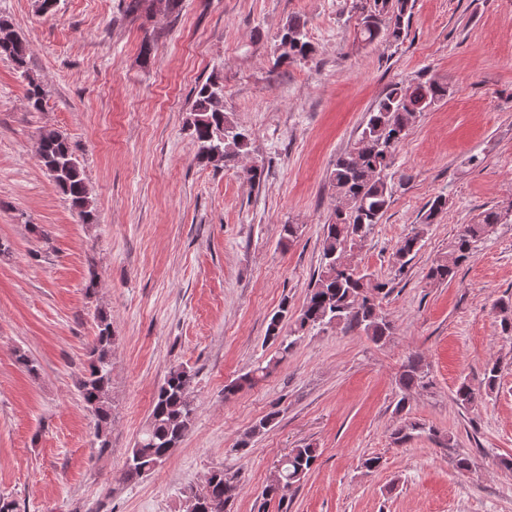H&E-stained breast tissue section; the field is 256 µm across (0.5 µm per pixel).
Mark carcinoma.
<instances>
[{"label": "carcinoma", "mask_w": 512, "mask_h": 512, "mask_svg": "<svg viewBox=\"0 0 512 512\" xmlns=\"http://www.w3.org/2000/svg\"><path fill=\"white\" fill-rule=\"evenodd\" d=\"M414 0H350V8L363 15L357 35L361 41L373 44L382 40L398 42L409 27ZM276 64L305 61L313 53L307 40L305 22L299 18L288 21L277 39ZM29 46L15 34L7 21H0V56L9 59L28 81L27 97L30 105L42 108L46 90L42 81L28 71ZM448 98V84L435 78L409 86L394 83L378 101L362 128L357 140L336 158L329 174V183L335 190V204L328 222L323 225L322 263L309 288L306 301L293 326L283 332L284 323L292 313L288 300L269 320L267 340L279 343L282 356H287L297 339L311 330H322L333 324L346 330H359L374 342L393 334V325L382 312V300L391 293L389 283L355 267L348 253L371 232L387 210L392 187L387 170L393 163V153L403 143L417 116L431 110ZM189 128L197 144L196 157L201 162H221L231 167L248 154L250 135L226 122L224 116V83L218 75L209 77L196 89L190 110ZM38 159L41 166L52 173L56 190L65 196L70 207L85 224L96 221V210L86 178L74 152L61 133L44 129L39 136ZM447 201L435 198L425 212L422 227L404 237L395 250L399 268L415 257L421 248L424 227L434 223L445 210ZM512 212L509 208H490L474 224L462 225L451 243L448 253L435 259L427 277L437 283L454 278L457 269L473 255L476 243L492 232ZM502 313L500 321L504 334L512 335V298L496 302ZM97 334L90 350V359L79 383L85 409L94 419V437L99 451L109 446L112 427V405L109 392L112 384V321L100 311L96 317ZM192 374L183 366L169 370L158 387L152 402L150 419L142 430L125 462L124 478L138 479L162 465L189 431L195 413L191 396ZM429 385L417 355L408 357L399 378L400 398L395 412L407 410V394L415 388ZM481 396L480 391L467 382L456 389L457 403L472 408ZM272 418H261L245 433L237 447H249L251 439L267 429ZM318 458L317 449L308 445L293 448L288 454L281 480L291 487L301 484ZM236 490L234 480L217 469L210 472L205 489L191 496L187 512H226Z\"/></svg>", "instance_id": "obj_1"}]
</instances>
